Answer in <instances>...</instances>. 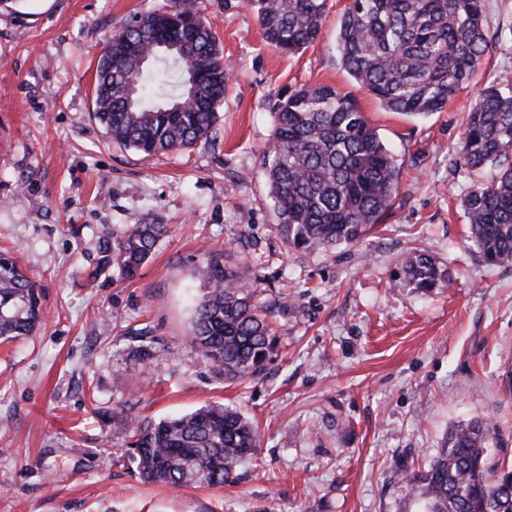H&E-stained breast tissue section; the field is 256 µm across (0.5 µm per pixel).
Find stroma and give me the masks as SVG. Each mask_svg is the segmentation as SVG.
<instances>
[{
	"mask_svg": "<svg viewBox=\"0 0 512 512\" xmlns=\"http://www.w3.org/2000/svg\"><path fill=\"white\" fill-rule=\"evenodd\" d=\"M327 0L318 41L295 55L264 40L243 0H198L228 63L215 131L147 156L113 144L92 117L106 38L168 0H20L0 8V250L37 282L42 320L0 341V512H420L399 476L453 426L491 419L495 463L512 462V264L486 265L463 201L491 169L454 166L478 89L512 91V0H486L489 47L442 111L385 109L344 71ZM350 95L399 166L378 229L335 249H289L261 167L266 109L282 88ZM168 237L136 278L96 268L127 224ZM447 269L421 294L395 281L409 254ZM237 268L270 306L279 352L257 380H227L191 348L208 255ZM153 338L138 354L139 332ZM208 403L238 408L261 446L224 486L143 483L121 411L156 422Z\"/></svg>",
	"mask_w": 512,
	"mask_h": 512,
	"instance_id": "stroma-1",
	"label": "stroma"
}]
</instances>
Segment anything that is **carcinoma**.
<instances>
[{
  "mask_svg": "<svg viewBox=\"0 0 512 512\" xmlns=\"http://www.w3.org/2000/svg\"><path fill=\"white\" fill-rule=\"evenodd\" d=\"M264 40L297 54L321 36L326 0H245ZM484 0H351L336 33L348 74L393 112L441 111L487 50ZM224 53L196 0H170L113 34L101 53L94 117L112 142L146 155L185 150L213 133L224 104ZM273 133L261 152L277 231L299 251L357 244L391 209L398 166L350 96L330 86L283 90L268 103ZM459 164L494 175L463 202L470 242L489 265L512 263V95L490 84L477 91L458 149ZM165 224L126 226L91 276L117 266L127 278L149 261ZM190 328L193 350L226 379H258L278 345L268 313L236 271L211 256ZM400 280L428 294L448 273L418 253ZM40 316L37 285L7 251L0 253V339L30 335ZM132 429L128 449L139 476L162 485H224L260 445L259 429L237 410L209 403ZM488 420L453 427L422 471L402 473L424 512H512V465L489 467Z\"/></svg>",
  "mask_w": 512,
  "mask_h": 512,
  "instance_id": "cac0c4a2",
  "label": "carcinoma"
}]
</instances>
